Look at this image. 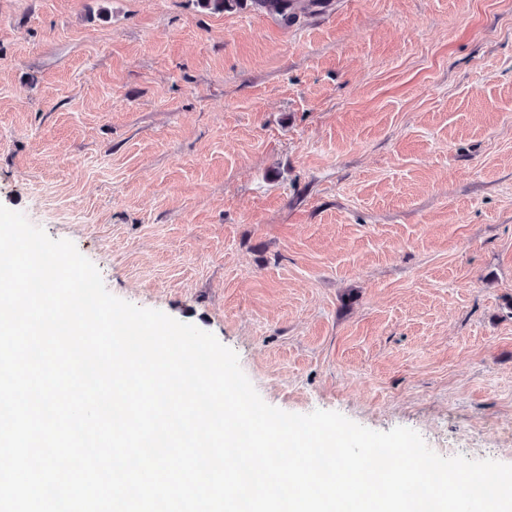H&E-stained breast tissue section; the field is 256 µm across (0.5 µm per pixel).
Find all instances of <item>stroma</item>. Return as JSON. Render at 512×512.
<instances>
[{"mask_svg": "<svg viewBox=\"0 0 512 512\" xmlns=\"http://www.w3.org/2000/svg\"><path fill=\"white\" fill-rule=\"evenodd\" d=\"M0 204L267 404L512 464V0H0ZM250 2L255 9L278 17L287 26L298 20V11L302 12L307 8L298 0H250Z\"/></svg>", "mask_w": 512, "mask_h": 512, "instance_id": "35a3bbf8", "label": "stroma"}]
</instances>
